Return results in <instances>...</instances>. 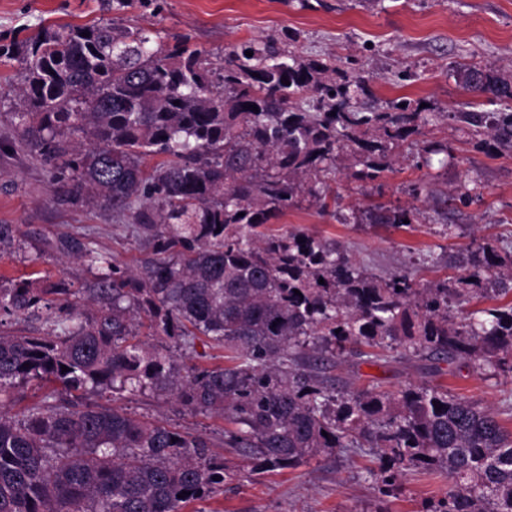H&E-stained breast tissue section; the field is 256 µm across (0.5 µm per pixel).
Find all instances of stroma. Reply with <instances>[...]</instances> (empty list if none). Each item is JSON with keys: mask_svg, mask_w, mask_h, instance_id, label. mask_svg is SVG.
<instances>
[{"mask_svg": "<svg viewBox=\"0 0 512 512\" xmlns=\"http://www.w3.org/2000/svg\"><path fill=\"white\" fill-rule=\"evenodd\" d=\"M111 19L156 30L164 43L184 35L191 47L206 50L222 64L231 46L246 41L271 42L304 59L344 63L356 59L371 75L372 106L386 110L405 97L429 104L438 119L427 125L422 140L447 143L453 155L447 167L417 165L405 155L373 190L354 181L343 184V212L384 204L413 206L421 221L407 227L345 224L305 203L269 220L272 231L301 229L336 240L370 272H405L420 285L454 275L448 256L467 252L473 241L494 246L512 242V152L476 148L457 112H492L494 103L462 87L455 70L476 64L512 73V0H130L128 7L109 10L104 0H0V44L26 37L43 27L84 25ZM50 167L17 152L0 154V224L16 229L13 245L0 252V275L63 278L79 288L94 278L88 261L70 260L51 247L64 236L80 239L117 264L139 268L151 259L131 227L115 223L99 207L62 209L51 200ZM478 181L469 202L458 199L465 184ZM422 186L419 198L410 187ZM461 225L447 237L435 224V210ZM439 264H430V257ZM341 381L377 384L395 392L431 381L452 393L499 411L500 423L512 431V415L502 414L512 398V382L486 380L453 363L434 368L423 357L387 364L345 363L335 371ZM132 414L168 420L211 439L227 465L244 477L226 484L205 502L206 512H423L428 500L448 489L443 476H407L397 495L380 494L366 473L370 456L352 449L320 457L292 469L252 468L225 450L224 422L193 416L164 397L146 393L124 401Z\"/></svg>", "mask_w": 512, "mask_h": 512, "instance_id": "35a3bbf8", "label": "stroma"}]
</instances>
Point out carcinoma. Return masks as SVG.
I'll return each mask as SVG.
<instances>
[{
  "label": "carcinoma",
  "instance_id": "obj_1",
  "mask_svg": "<svg viewBox=\"0 0 512 512\" xmlns=\"http://www.w3.org/2000/svg\"><path fill=\"white\" fill-rule=\"evenodd\" d=\"M0 58L20 62L18 136L51 165L53 202L111 209L160 256L134 271L61 238L62 254L97 265L85 287L0 276V512H186L224 491L230 473L207 439L118 405L147 390L222 418L224 447L264 469L366 448L385 496L410 472L438 474L448 490L426 512H512V432L490 409L443 386L339 388L328 375L422 354L512 378V304L462 309L511 294L512 263L486 243L419 288L333 240L260 230L304 200L328 213L339 174L378 181L439 113L405 98L374 110L355 60L339 75L251 42L216 68L186 37L163 45L112 21L43 28L0 44ZM456 80L504 109L448 116L478 147L512 152V75L462 65ZM423 152L428 166L451 156L444 143ZM148 156L161 161L148 169ZM418 216L351 213L395 227ZM5 316L51 328L5 331ZM201 337L225 365L179 364ZM45 383L57 389L5 411L15 389Z\"/></svg>",
  "mask_w": 512,
  "mask_h": 512
}]
</instances>
